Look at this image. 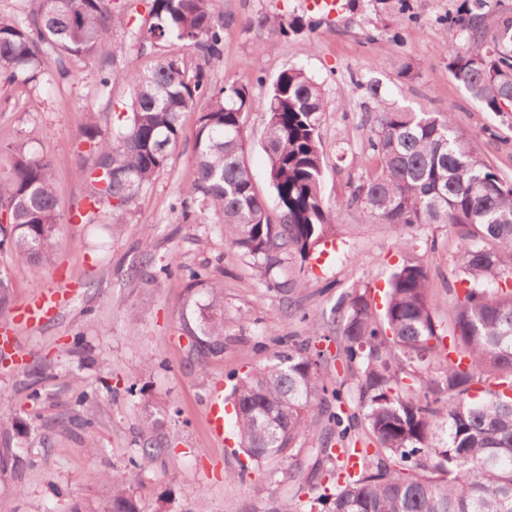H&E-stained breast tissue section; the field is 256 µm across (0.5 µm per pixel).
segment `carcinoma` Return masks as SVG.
Returning a JSON list of instances; mask_svg holds the SVG:
<instances>
[{"label": "carcinoma", "instance_id": "carcinoma-1", "mask_svg": "<svg viewBox=\"0 0 512 512\" xmlns=\"http://www.w3.org/2000/svg\"><path fill=\"white\" fill-rule=\"evenodd\" d=\"M121 29L142 44L177 42L204 62L223 53L224 18L207 0H150L149 22L114 10L112 0H39L11 20L0 18V83L35 81L53 59L49 80L66 78L76 59L97 60V93L130 88L126 122L102 135V113L89 112L82 130L93 163L81 168L89 191L84 224L129 211L168 167L184 137L181 114L198 112L192 133L194 176L189 198L173 209L185 223L204 210L221 217L224 240L249 260L259 283L287 308L296 305V281L280 276L284 255L318 259L336 243L332 209L323 195L321 124L323 84L302 67L273 80L266 99L263 141L273 197L260 193L245 161L253 100L234 83L211 82L202 65L163 55L147 70L125 63V44L105 34ZM485 14L472 0L448 18L443 52L448 69L473 101L489 112H512V15L485 38ZM0 170V253L39 269L64 228L52 172L55 159L22 142ZM367 152L374 171L348 197L376 221L390 225L404 249L410 229L447 224L465 241L448 329L432 315L428 266L397 265L372 311L368 290L342 296L332 310L343 337L346 366L356 368L357 408L376 451L347 448L358 472L329 471L332 485L282 512H512V185L474 153L451 115L377 107ZM182 307L190 358L203 366L224 353V287L208 269L185 274ZM276 363L237 378L229 399L239 447L251 463L294 460L300 438L323 421L347 438L358 421L338 389L319 374L323 352L269 330ZM449 344H444L445 338ZM168 442L156 427L137 456L152 459ZM112 487L92 512H140L124 473L94 475Z\"/></svg>", "mask_w": 512, "mask_h": 512}]
</instances>
